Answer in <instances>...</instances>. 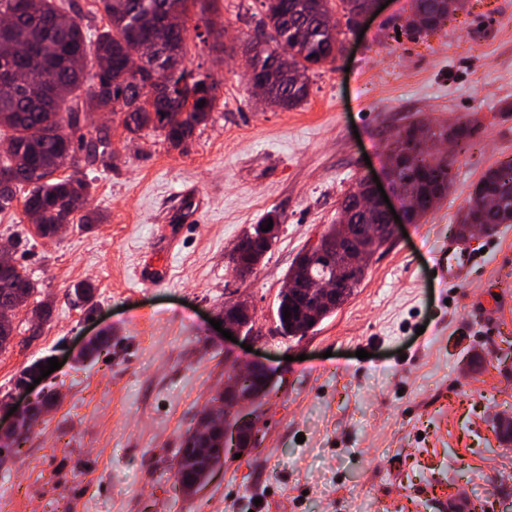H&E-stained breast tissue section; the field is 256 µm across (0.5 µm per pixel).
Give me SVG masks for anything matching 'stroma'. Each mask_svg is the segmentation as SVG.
<instances>
[{"instance_id":"35a3bbf8","label":"stroma","mask_w":512,"mask_h":512,"mask_svg":"<svg viewBox=\"0 0 512 512\" xmlns=\"http://www.w3.org/2000/svg\"><path fill=\"white\" fill-rule=\"evenodd\" d=\"M409 4L390 0L353 26L332 0L343 54L312 67L309 96L292 109L264 105L243 58L191 32L186 64L219 81L216 105L178 148L160 131L113 123L111 162L82 168L86 208L104 223L47 240L21 207L0 214V247L51 305L35 336L18 313L0 396L31 363L64 361L26 395L55 400L0 459V512H448L457 499L512 512V443L493 429L512 416V224L467 237L466 282L435 274L479 178L512 159V0H466L416 40L396 33ZM263 15L261 0H217L212 18L224 45L239 46ZM411 122L479 128L450 148L447 196L379 250L314 331L278 335L277 297L296 256L359 180L383 175L388 142ZM270 214L278 237L238 281L227 254ZM83 280L96 286L91 312L71 300ZM238 299L259 329L248 350L213 326ZM254 361L276 376L260 447L185 496L172 477L182 438L230 368Z\"/></svg>"}]
</instances>
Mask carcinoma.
<instances>
[{"label": "carcinoma", "mask_w": 512, "mask_h": 512, "mask_svg": "<svg viewBox=\"0 0 512 512\" xmlns=\"http://www.w3.org/2000/svg\"><path fill=\"white\" fill-rule=\"evenodd\" d=\"M107 24L89 33L82 15L72 0H0V59L26 78L17 91L0 89V132H9L14 142L13 156L0 158V212L12 207L18 190L26 189L24 211L38 214V235L55 236L57 226L85 208L91 195V184L78 170L77 152L93 165L98 158H112L110 128L96 129L90 140L75 145L61 136L64 125L78 123L80 113L110 112L124 129L136 133L152 127L164 133L173 146L181 145L186 134L206 121L216 98L205 99L201 107L193 103L173 104L160 97L149 102L145 82L153 71L169 73L172 86L179 85L190 74L187 68L174 72L170 60L186 58L188 28L166 39L165 51L143 62L139 73L126 69L127 62L140 56L142 38L156 27L163 17L174 14L185 17L196 7L201 17L211 12L215 0H95ZM449 0H410L409 13L401 27L441 28ZM265 8L262 36L248 41L249 54L245 65L252 78L264 77L267 104L293 108L309 95L308 71L311 66L333 63L341 52L336 25L325 16L331 12L329 0H262ZM300 72L299 78L272 76L271 69L278 52ZM122 100L120 110L114 103ZM396 155L388 164L399 183L402 200L409 204L411 222L420 221L448 192L452 183L453 161L428 153V142L448 137V130L424 128L410 123L396 131ZM72 169L60 175L64 169ZM348 193L342 209L350 210L352 233L360 235L371 224L381 223L375 211L356 206L355 193ZM479 224L486 232L502 224H512V160L484 172L472 192L458 230L468 233ZM258 228L244 233L230 252L233 264L262 260L263 251L252 247L251 236ZM342 236V223L329 224L319 237L313 253L303 251L295 263L309 268L318 280L334 277L335 246ZM369 265L344 276L337 282L341 301L355 294L364 280ZM37 293V283L27 268L13 263L0 266V308L25 306ZM296 301L288 293L278 294L277 331L282 336H304L333 310H325L310 323L300 321L294 312ZM291 312L284 318V309ZM52 404L48 398L27 413L24 433L12 439L21 444L44 409ZM198 430L186 433L173 464V476L182 491L196 493L208 481L213 468L226 462L215 452L211 462L196 459Z\"/></svg>", "instance_id": "cac0c4a2"}]
</instances>
